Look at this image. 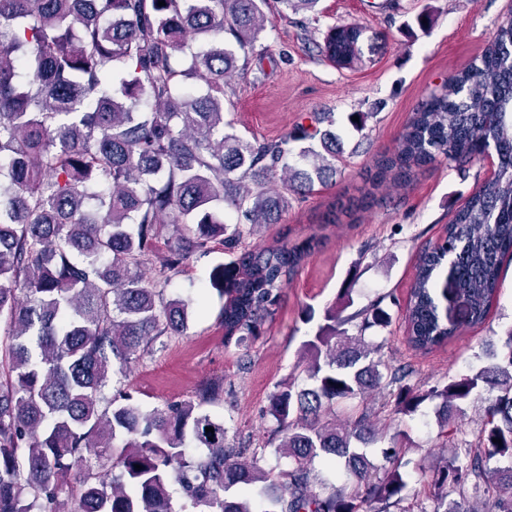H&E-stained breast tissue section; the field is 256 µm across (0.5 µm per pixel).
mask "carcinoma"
Wrapping results in <instances>:
<instances>
[{"label":"carcinoma","mask_w":512,"mask_h":512,"mask_svg":"<svg viewBox=\"0 0 512 512\" xmlns=\"http://www.w3.org/2000/svg\"><path fill=\"white\" fill-rule=\"evenodd\" d=\"M164 2L0 0V332L9 338L0 349L9 363L0 512H390L410 461L386 451L389 465L379 467L363 449L382 438L368 406L379 389L404 416L438 402L442 426L455 433L463 406L487 390L485 427L432 475L433 512H477L466 503L491 492L495 512H512L511 331L498 361L426 388L407 383L410 368L386 363L383 343L365 335L389 323L382 300L345 317L333 307L303 342L306 383L277 385L267 408L274 427L241 446L205 410L223 397L222 378L151 410L113 385L158 338L189 327L193 301L165 299L149 275L169 278L214 241L232 256L208 282L224 297V346L251 348L320 241L254 247L248 238L257 224L279 223L289 197L336 176V135L320 127L333 125L329 112L277 139L224 132V81L236 49L254 47L272 25L268 0ZM319 2L278 0L295 14ZM364 31L338 24L318 52L348 66ZM200 35L210 42L191 49ZM184 53L201 95L181 86ZM22 70L31 78L21 80ZM316 139L320 151L309 145ZM492 152L494 176L455 212L438 247L418 252L405 314L418 352L447 346L462 327L448 318L443 284L466 299L469 325L484 324L499 301L512 255V23L422 101L373 161L361 197L323 215L325 224L353 220L376 190L406 184L415 168L464 166ZM293 155L309 168L290 165ZM221 203L237 214L231 229ZM162 226L172 235L156 253ZM192 444L206 452L188 455ZM271 455L288 469L268 466ZM317 460L342 482L326 486ZM492 462L511 464L495 483Z\"/></svg>","instance_id":"cac0c4a2"}]
</instances>
